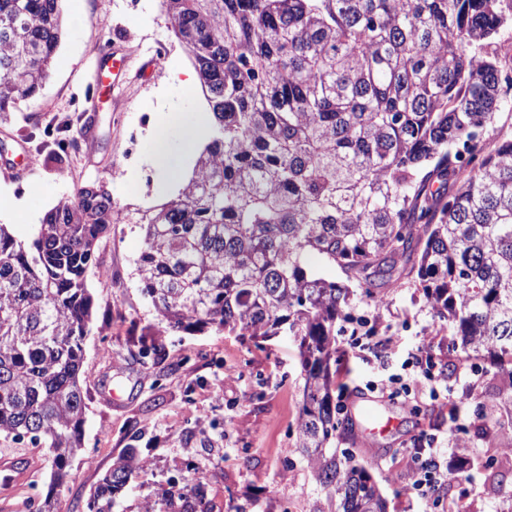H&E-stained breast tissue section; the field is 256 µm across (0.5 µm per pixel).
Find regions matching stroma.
I'll return each mask as SVG.
<instances>
[{
    "label": "stroma",
    "mask_w": 512,
    "mask_h": 512,
    "mask_svg": "<svg viewBox=\"0 0 512 512\" xmlns=\"http://www.w3.org/2000/svg\"><path fill=\"white\" fill-rule=\"evenodd\" d=\"M76 15H64L63 36L50 76L37 99L21 102L0 122V199L27 197L30 220L0 224L29 240L37 224L77 185L109 182L118 206H150L170 198L163 182L145 179L151 144L163 111L205 105L202 92L187 93L146 69L154 41H164L165 70L188 68L192 60L169 28L159 0H75ZM129 66L118 88L99 81L95 66L111 53ZM98 96L97 111L87 99ZM136 141H129V130ZM136 166L123 167L126 153ZM143 236L133 224L112 225L99 246L109 278L90 273L87 285L97 311L85 342L82 384L86 392L85 443L72 462V478L58 497V512H88L104 472L125 448L150 460L147 472L132 476L117 512H184L186 500L168 504L165 490L189 492L202 486L210 512H325V493L308 462L295 449V428L303 403L304 371L294 336L255 340L236 332L158 334V319L132 274ZM353 313H375L380 335L396 336L394 354L369 345L356 347L347 324L336 326V387L340 421L354 419L355 400L368 393L379 361L390 357L391 372L416 347L432 356L431 372L447 380V399L400 398L388 407L398 428L374 443L347 447L388 500V512H512V465L487 469L491 450L475 418L473 396L491 390L496 369L470 375L452 350L446 321L436 316L412 279H401L371 298L357 293ZM156 352L140 353L141 339ZM456 432L468 443L463 475L449 474L436 499L407 496L416 461L404 449L420 433L446 440ZM30 464L37 485L0 484V512H25L24 497L46 493L43 449L0 436V458ZM94 465H87V458Z\"/></svg>",
    "instance_id": "obj_1"
}]
</instances>
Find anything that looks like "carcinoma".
<instances>
[{"label":"carcinoma","mask_w":512,"mask_h":512,"mask_svg":"<svg viewBox=\"0 0 512 512\" xmlns=\"http://www.w3.org/2000/svg\"><path fill=\"white\" fill-rule=\"evenodd\" d=\"M61 0H0V120L45 84ZM214 123L164 203L118 209L77 187L28 241L0 224V436L48 449L50 485L84 448L87 277L113 224H136L133 275L163 331L286 330L305 372L296 447L330 512H386L367 469L329 453L336 323L414 276L463 360L498 369L482 418L512 447V139L478 133L502 106L512 0H161ZM317 256L329 269L311 262ZM146 459L128 448L94 490L112 512Z\"/></svg>","instance_id":"carcinoma-1"}]
</instances>
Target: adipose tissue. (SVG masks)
I'll return each instance as SVG.
<instances>
[{"label": "adipose tissue", "mask_w": 512, "mask_h": 512, "mask_svg": "<svg viewBox=\"0 0 512 512\" xmlns=\"http://www.w3.org/2000/svg\"><path fill=\"white\" fill-rule=\"evenodd\" d=\"M211 119L202 110H176L165 117L154 136L153 162L157 175L171 187L183 184L191 172V161L206 140ZM180 133L179 148H171L168 128Z\"/></svg>", "instance_id": "ef3b65f1"}]
</instances>
